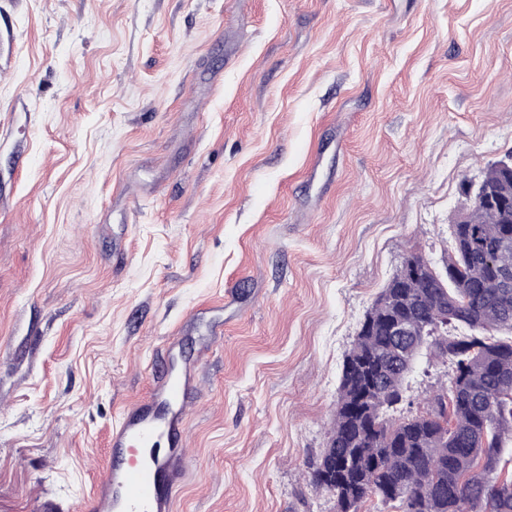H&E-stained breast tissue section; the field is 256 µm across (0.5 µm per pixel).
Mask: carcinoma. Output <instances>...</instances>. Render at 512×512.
Masks as SVG:
<instances>
[{
	"instance_id": "cac0c4a2",
	"label": "carcinoma",
	"mask_w": 512,
	"mask_h": 512,
	"mask_svg": "<svg viewBox=\"0 0 512 512\" xmlns=\"http://www.w3.org/2000/svg\"><path fill=\"white\" fill-rule=\"evenodd\" d=\"M492 194L512 200V175L486 169ZM467 223L454 217L447 279L417 254L423 275L401 266L366 312L345 356L336 410L319 464L334 467L315 485L336 512H512V477L500 463L512 442V223L484 200L465 201ZM448 321L441 325L443 310ZM414 328L400 342L385 321ZM469 330L457 334L459 328ZM451 369L426 409L412 405L408 378L422 350Z\"/></svg>"
}]
</instances>
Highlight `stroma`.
I'll return each mask as SVG.
<instances>
[{
	"label": "stroma",
	"instance_id": "obj_1",
	"mask_svg": "<svg viewBox=\"0 0 512 512\" xmlns=\"http://www.w3.org/2000/svg\"><path fill=\"white\" fill-rule=\"evenodd\" d=\"M0 38V512L92 492L177 334L174 512H334L364 314L512 152V0H0Z\"/></svg>",
	"mask_w": 512,
	"mask_h": 512
}]
</instances>
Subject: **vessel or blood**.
<instances>
[{"mask_svg":"<svg viewBox=\"0 0 512 512\" xmlns=\"http://www.w3.org/2000/svg\"><path fill=\"white\" fill-rule=\"evenodd\" d=\"M196 388V369L183 359L159 371L146 397L121 409L108 435L105 473L73 512H173L172 481L196 465L184 444Z\"/></svg>","mask_w":512,"mask_h":512,"instance_id":"vessel-or-blood-1","label":"vessel or blood"}]
</instances>
